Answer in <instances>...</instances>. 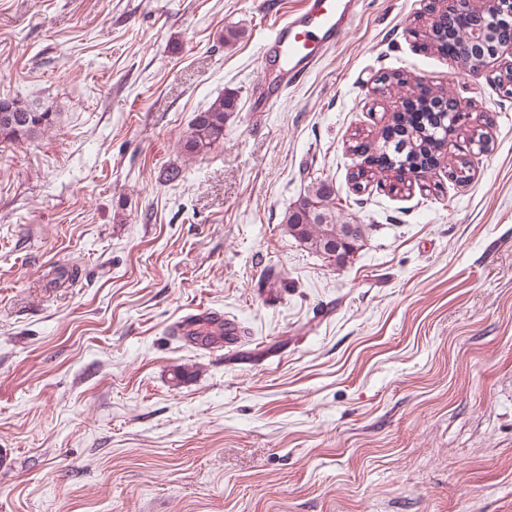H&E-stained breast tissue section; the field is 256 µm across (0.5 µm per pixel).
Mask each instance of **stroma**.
Returning a JSON list of instances; mask_svg holds the SVG:
<instances>
[{"label": "stroma", "mask_w": 512, "mask_h": 512, "mask_svg": "<svg viewBox=\"0 0 512 512\" xmlns=\"http://www.w3.org/2000/svg\"><path fill=\"white\" fill-rule=\"evenodd\" d=\"M431 2L360 0L290 84L300 0H0V97L58 114L0 143V512H512V96L424 47ZM393 72L490 118L468 183L355 186ZM314 177L371 227L340 267L282 224ZM199 308L237 344L173 336ZM235 109V97L227 92L214 99L206 109L196 112L180 140L183 152L189 155L201 154L223 140L228 112H234Z\"/></svg>", "instance_id": "35a3bbf8"}]
</instances>
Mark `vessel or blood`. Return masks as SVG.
Listing matches in <instances>:
<instances>
[{"mask_svg": "<svg viewBox=\"0 0 512 512\" xmlns=\"http://www.w3.org/2000/svg\"><path fill=\"white\" fill-rule=\"evenodd\" d=\"M357 0H302L273 28L263 54L277 61L289 82L309 73L348 30Z\"/></svg>", "mask_w": 512, "mask_h": 512, "instance_id": "1", "label": "vessel or blood"}]
</instances>
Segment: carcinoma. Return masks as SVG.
<instances>
[{"label":"carcinoma","instance_id":"carcinoma-1","mask_svg":"<svg viewBox=\"0 0 512 512\" xmlns=\"http://www.w3.org/2000/svg\"><path fill=\"white\" fill-rule=\"evenodd\" d=\"M437 19L440 29L452 26L460 33L466 31L462 16L451 11L440 13ZM381 85L385 88L394 85L401 88L408 86L414 93L426 89L420 80L411 82L406 76L396 72L382 76ZM3 104L14 108L16 115L22 117V120L9 122L0 117L1 142L32 141L57 120V113L21 99H0V106ZM235 109V97L227 92L214 99L206 109L195 113L180 140L183 152L189 155L201 154L223 140L224 123L229 113ZM395 124L417 131V136L408 139L404 154L392 157V161L386 164L383 162L384 154L377 152L371 142L357 140L352 145V152L365 157V165L352 173V180L368 183L377 174L390 168L394 162L420 163L435 150L437 122L431 113L400 114L395 118ZM449 168L456 183L465 184L470 181L471 169L467 161L458 160L450 164ZM283 224L288 236L311 252L334 261L338 266L344 265L362 246L370 230L368 224L336 223V190L325 180L312 183L306 195L285 213ZM338 238L348 240L339 250L334 248Z\"/></svg>","mask_w":512,"mask_h":512}]
</instances>
